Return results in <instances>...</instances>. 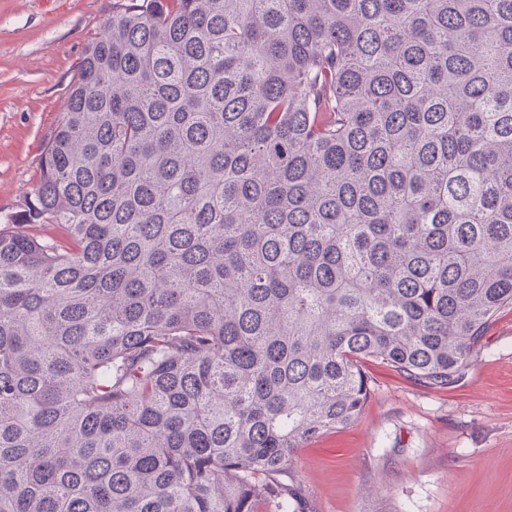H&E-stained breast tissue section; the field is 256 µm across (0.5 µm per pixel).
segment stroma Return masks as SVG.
I'll return each instance as SVG.
<instances>
[{
  "label": "stroma",
  "instance_id": "1",
  "mask_svg": "<svg viewBox=\"0 0 512 512\" xmlns=\"http://www.w3.org/2000/svg\"><path fill=\"white\" fill-rule=\"evenodd\" d=\"M113 0H0V214L39 176L83 49ZM352 425L297 449L293 473L317 512H512V310L453 389L376 361Z\"/></svg>",
  "mask_w": 512,
  "mask_h": 512
}]
</instances>
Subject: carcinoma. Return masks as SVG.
<instances>
[{"instance_id":"cac0c4a2","label":"carcinoma","mask_w":512,"mask_h":512,"mask_svg":"<svg viewBox=\"0 0 512 512\" xmlns=\"http://www.w3.org/2000/svg\"><path fill=\"white\" fill-rule=\"evenodd\" d=\"M0 223V512H316L361 362L512 308V0H117Z\"/></svg>"}]
</instances>
